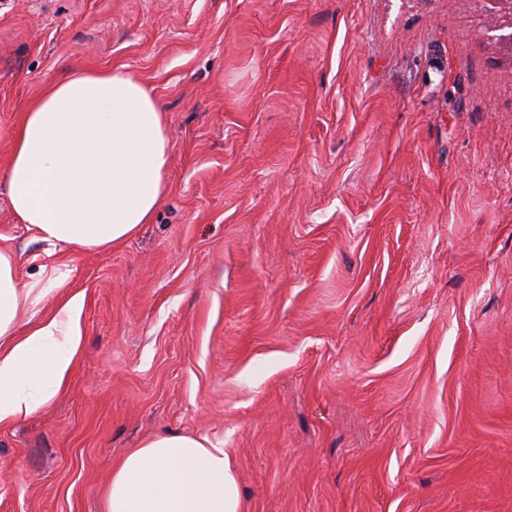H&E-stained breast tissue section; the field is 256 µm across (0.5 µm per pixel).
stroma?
Listing matches in <instances>:
<instances>
[{"label": "stroma", "mask_w": 512, "mask_h": 512, "mask_svg": "<svg viewBox=\"0 0 512 512\" xmlns=\"http://www.w3.org/2000/svg\"><path fill=\"white\" fill-rule=\"evenodd\" d=\"M469 0H0V165L44 86L165 111L150 223L0 237L85 295L65 389L0 426V512H107L151 437L223 448L238 512H512V49Z\"/></svg>", "instance_id": "obj_1"}]
</instances>
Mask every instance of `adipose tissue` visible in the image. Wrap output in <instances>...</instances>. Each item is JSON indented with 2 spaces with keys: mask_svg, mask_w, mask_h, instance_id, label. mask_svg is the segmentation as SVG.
Masks as SVG:
<instances>
[{
  "mask_svg": "<svg viewBox=\"0 0 512 512\" xmlns=\"http://www.w3.org/2000/svg\"><path fill=\"white\" fill-rule=\"evenodd\" d=\"M171 156L156 98L121 70H74L49 82L13 133L0 187L38 239L73 251L105 248L149 223L167 190ZM18 257L0 245V424L29 417L69 377L82 342L84 296L19 334V313L36 303ZM223 449L160 435L112 472L107 512H237Z\"/></svg>",
  "mask_w": 512,
  "mask_h": 512,
  "instance_id": "adipose-tissue-1",
  "label": "adipose tissue"
}]
</instances>
